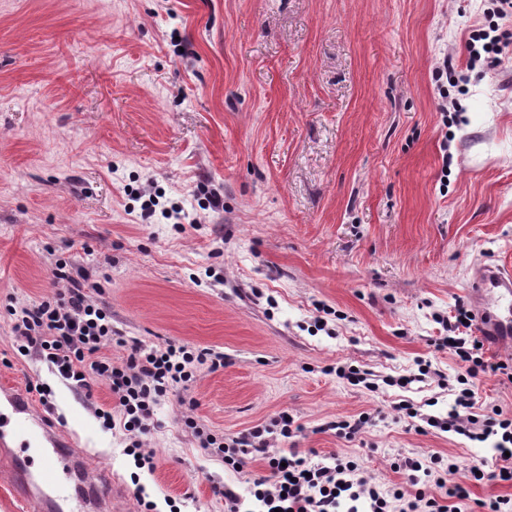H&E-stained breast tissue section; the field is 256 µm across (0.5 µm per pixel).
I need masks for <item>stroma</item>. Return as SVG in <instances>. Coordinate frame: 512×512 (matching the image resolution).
Masks as SVG:
<instances>
[{
    "mask_svg": "<svg viewBox=\"0 0 512 512\" xmlns=\"http://www.w3.org/2000/svg\"><path fill=\"white\" fill-rule=\"evenodd\" d=\"M486 0H0V376L50 388L40 410L111 474L120 512L143 486L159 512H224L264 461L236 471L200 448L183 416L232 438L285 412L279 441L311 461L357 459L385 486L393 462L437 454L498 463L490 442L421 427L401 400L446 414L438 319L470 306L481 262L512 265V19L497 66L469 62ZM446 75H438L442 60ZM465 80L466 93L456 84ZM459 97L465 121L444 118ZM223 205L207 206L210 193ZM188 217L146 215V194ZM98 283L126 360L129 341L210 348L186 397L144 438L153 471L124 452L98 408L15 352L8 306L52 296L57 260ZM430 362L408 388L387 377ZM354 366L369 391L339 378ZM484 410L512 416V382L474 381ZM367 413L355 439L328 422Z\"/></svg>",
    "mask_w": 512,
    "mask_h": 512,
    "instance_id": "1",
    "label": "stroma"
}]
</instances>
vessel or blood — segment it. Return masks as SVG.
I'll use <instances>...</instances> for the list:
<instances>
[{"mask_svg":"<svg viewBox=\"0 0 512 512\" xmlns=\"http://www.w3.org/2000/svg\"><path fill=\"white\" fill-rule=\"evenodd\" d=\"M477 328L498 350L512 347V268L495 263L477 267L469 289ZM41 451V465L32 468L27 449ZM0 466L8 472L7 491L27 512H102L112 501V482L90 471L73 436L37 413L18 386L0 383Z\"/></svg>","mask_w":512,"mask_h":512,"instance_id":"vessel-or-blood-1","label":"vessel or blood"}]
</instances>
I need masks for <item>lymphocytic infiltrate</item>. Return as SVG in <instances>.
I'll list each match as a JSON object with an SVG mask.
<instances>
[{
  "label": "lymphocytic infiltrate",
  "instance_id": "obj_1",
  "mask_svg": "<svg viewBox=\"0 0 512 512\" xmlns=\"http://www.w3.org/2000/svg\"><path fill=\"white\" fill-rule=\"evenodd\" d=\"M55 277L64 284L54 296L22 307L16 314L13 332L19 355L43 357L72 388H89L92 379L105 381L116 400V411L98 410L105 428H121L129 439L128 452L137 468L153 465L152 453L143 449V435L154 423L156 409L168 394L188 390L199 366L224 363L222 353L186 345L163 347L132 343L125 362L113 363L105 349L112 342V317L96 304L88 284L71 278L65 263H57ZM465 309L443 318L445 334L439 347L448 349L465 371L457 375L455 400L446 416L429 415L426 423L445 432L469 439L493 441L501 465L496 480L512 484V416L500 411L485 413L476 407L472 378L492 372L512 381V364L491 363L468 334ZM200 448L233 469L243 468L250 455L261 454L268 473L253 482L252 495L261 512H462L468 500V483L480 481L476 469H469L465 483L446 484L438 477V457L401 460L408 489L386 490L366 475L360 465L345 456L332 463H308L299 452H276L278 439L294 437L298 428L291 415L280 413L231 439H223L194 418H186ZM447 487L456 507L442 504L432 487Z\"/></svg>",
  "mask_w": 512,
  "mask_h": 512
}]
</instances>
